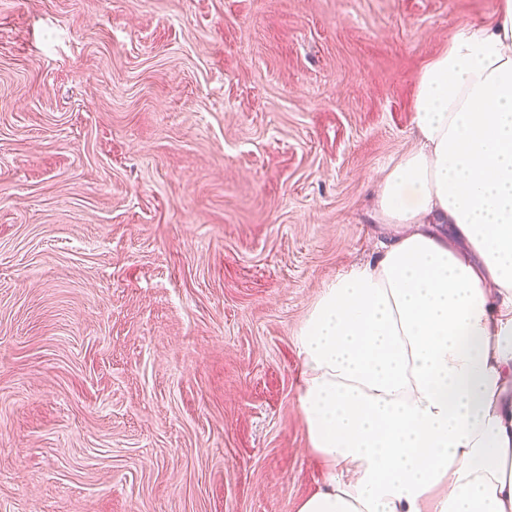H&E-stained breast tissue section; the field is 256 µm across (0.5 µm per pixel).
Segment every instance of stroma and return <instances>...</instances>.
<instances>
[{
	"label": "stroma",
	"mask_w": 512,
	"mask_h": 512,
	"mask_svg": "<svg viewBox=\"0 0 512 512\" xmlns=\"http://www.w3.org/2000/svg\"><path fill=\"white\" fill-rule=\"evenodd\" d=\"M494 4L0 0V512H296L295 331Z\"/></svg>",
	"instance_id": "1"
}]
</instances>
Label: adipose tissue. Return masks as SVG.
<instances>
[{"mask_svg":"<svg viewBox=\"0 0 512 512\" xmlns=\"http://www.w3.org/2000/svg\"><path fill=\"white\" fill-rule=\"evenodd\" d=\"M377 257L297 329L324 483L297 512H512V0L420 71Z\"/></svg>","mask_w":512,"mask_h":512,"instance_id":"adipose-tissue-1","label":"adipose tissue"}]
</instances>
